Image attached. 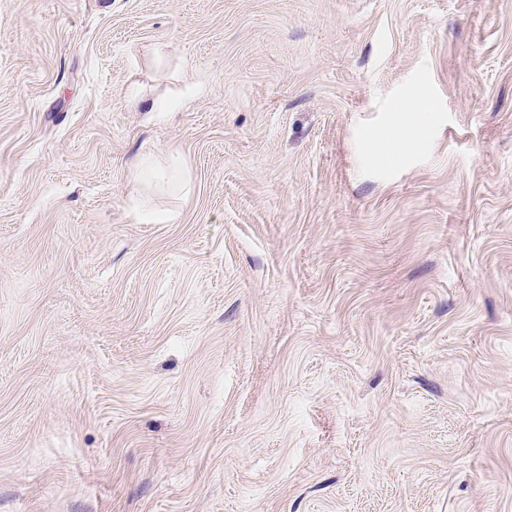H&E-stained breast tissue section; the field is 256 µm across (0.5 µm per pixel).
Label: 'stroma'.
Segmentation results:
<instances>
[{
  "mask_svg": "<svg viewBox=\"0 0 512 512\" xmlns=\"http://www.w3.org/2000/svg\"><path fill=\"white\" fill-rule=\"evenodd\" d=\"M0 512H512V0H0ZM405 120L393 125L375 139L366 143V150L374 155H396L402 152L404 143L419 140L425 131L423 116L427 106L422 98L408 103ZM140 166L143 169L147 168L161 175L169 174L171 172L182 174V166L173 156L164 159L150 154L141 159Z\"/></svg>",
  "mask_w": 512,
  "mask_h": 512,
  "instance_id": "1",
  "label": "stroma"
}]
</instances>
